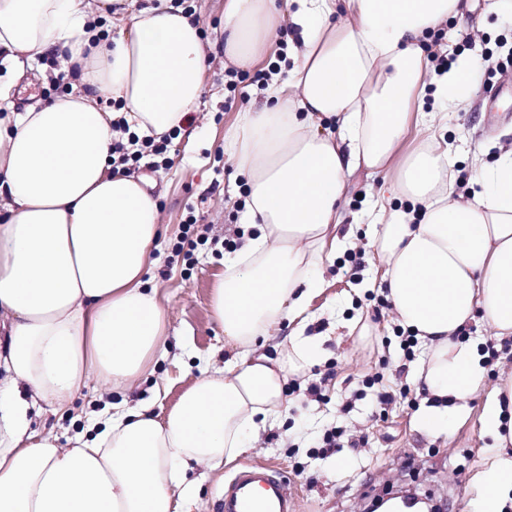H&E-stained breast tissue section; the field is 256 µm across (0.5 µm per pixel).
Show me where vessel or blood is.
I'll list each match as a JSON object with an SVG mask.
<instances>
[{
    "label": "vessel or blood",
    "instance_id": "obj_1",
    "mask_svg": "<svg viewBox=\"0 0 512 512\" xmlns=\"http://www.w3.org/2000/svg\"><path fill=\"white\" fill-rule=\"evenodd\" d=\"M288 480L272 464H245L224 488L222 512H296Z\"/></svg>",
    "mask_w": 512,
    "mask_h": 512
}]
</instances>
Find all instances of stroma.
Listing matches in <instances>:
<instances>
[{
    "label": "stroma",
    "mask_w": 512,
    "mask_h": 512,
    "mask_svg": "<svg viewBox=\"0 0 512 512\" xmlns=\"http://www.w3.org/2000/svg\"><path fill=\"white\" fill-rule=\"evenodd\" d=\"M485 5L486 0H471L472 9L464 20H448L425 44L427 53L444 47L452 62L472 64L459 104L438 117L448 142L458 149L455 174L469 178L474 175L473 160L490 163L512 147V77L489 72L481 57L484 48L499 38L512 42V13L488 17ZM224 74L223 58L207 64L200 106L193 114L195 138L182 135L170 140L167 167L151 168L147 157L139 164V174L155 180L164 192L159 200L160 246L152 253L147 280L158 288L168 320L166 356L131 390H84L65 415L43 412L33 421L37 430L66 439L79 432L91 414L122 400L156 399L159 387L165 391L162 407H170L199 377L198 357L209 358L214 366L228 358L224 333L211 314L214 288L224 270L225 249L219 240L240 223L239 211L226 204L236 179L224 152V133L238 110L259 99L260 90L246 79L236 92H229ZM190 210L207 226L210 240L190 256L178 257L174 247ZM357 248L362 253L359 262H350L342 253L328 268V284L312 303L325 317L314 328L327 329L329 315L341 310L349 317L360 316L370 325V336L362 339L337 329L326 344L325 362L305 377L311 383L317 374L332 372L325 386L326 400L314 401L302 391L290 395L288 410L278 424L240 454L238 461L225 463L223 473L201 479L189 512H220L222 476L232 473L240 461L271 462L287 471L297 512H363L374 497L398 489L444 500L448 512H472L473 480L486 469L488 439L480 428V414L488 388L497 384L501 372L512 370V341L494 342L493 331L484 321L468 325L470 337L495 343L498 355L485 390L473 395L464 409L453 412L447 432L421 428L417 423L420 407L400 400L388 406L386 416H378L372 391L362 388L365 376L380 374V389L394 394L407 387L416 397L420 387L415 381L417 364L403 355L388 303L361 286L363 280L381 274L382 266L367 238H360ZM334 426L345 431L344 448L326 458L313 456L325 430ZM363 435L368 438L364 445L359 442Z\"/></svg>",
    "instance_id": "35a3bbf8"
}]
</instances>
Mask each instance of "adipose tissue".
<instances>
[{
    "mask_svg": "<svg viewBox=\"0 0 512 512\" xmlns=\"http://www.w3.org/2000/svg\"><path fill=\"white\" fill-rule=\"evenodd\" d=\"M0 0V58L14 77L54 55L79 68L68 92L0 113V512H184L197 487L257 442L288 406L284 384L322 362L328 333L309 307L349 243L341 202L357 170L385 171L409 125L433 128L461 68L430 74L428 33L461 0H224V57L263 60L281 24L293 32L260 103L238 112L224 151L242 177L241 221L254 233L224 260L211 302L231 355L166 412L116 404L59 444L32 426L44 404L71 410L89 382L126 390L166 345L167 317L144 276L161 231L152 183L112 167V123L141 138L183 128L202 96L199 25L171 0ZM132 33L103 37L116 20ZM102 97L120 102L105 110ZM443 132L406 160L387 192L375 243L378 285L395 323L423 347V427L447 431L486 383L474 320L512 340V150L451 200ZM292 328L268 356L272 328ZM492 440L476 512H512V375L480 416Z\"/></svg>",
    "mask_w": 512,
    "mask_h": 512,
    "instance_id": "adipose-tissue-1",
    "label": "adipose tissue"
}]
</instances>
